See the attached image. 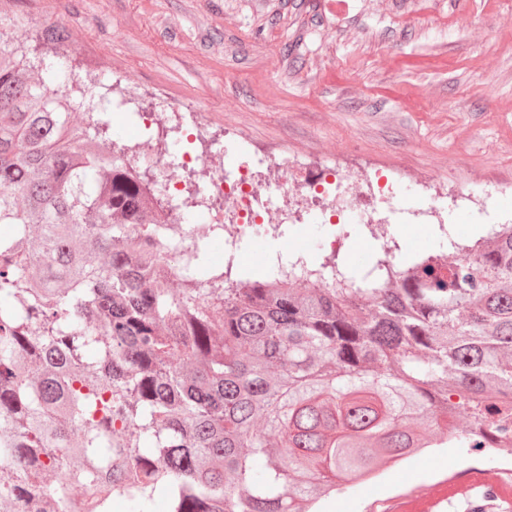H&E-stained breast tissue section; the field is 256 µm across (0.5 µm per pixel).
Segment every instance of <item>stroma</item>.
<instances>
[{
  "mask_svg": "<svg viewBox=\"0 0 512 512\" xmlns=\"http://www.w3.org/2000/svg\"><path fill=\"white\" fill-rule=\"evenodd\" d=\"M40 21L66 28L58 52L77 74L137 87L141 111L203 114L225 170L252 144L301 171L320 156L336 172L390 182L396 217L381 234L394 254L429 252L441 230L432 208L462 243L512 223V0H0V26L27 45ZM101 109L166 191L138 117ZM460 191L479 208L456 202ZM213 238L219 273L279 255L315 260L336 238L339 266L362 268L376 247L365 225L310 216L277 238L262 224L233 245ZM462 462L452 448L419 454L323 512H362L390 485Z\"/></svg>",
  "mask_w": 512,
  "mask_h": 512,
  "instance_id": "1",
  "label": "stroma"
}]
</instances>
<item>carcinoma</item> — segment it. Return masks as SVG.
<instances>
[{"instance_id":"cac0c4a2","label":"carcinoma","mask_w":512,"mask_h":512,"mask_svg":"<svg viewBox=\"0 0 512 512\" xmlns=\"http://www.w3.org/2000/svg\"><path fill=\"white\" fill-rule=\"evenodd\" d=\"M0 31V512H310L445 418L512 425V224L361 275L282 259L232 283L193 237L179 280L149 178L98 105ZM81 113L80 121L72 113ZM459 397L458 403L451 398Z\"/></svg>"}]
</instances>
